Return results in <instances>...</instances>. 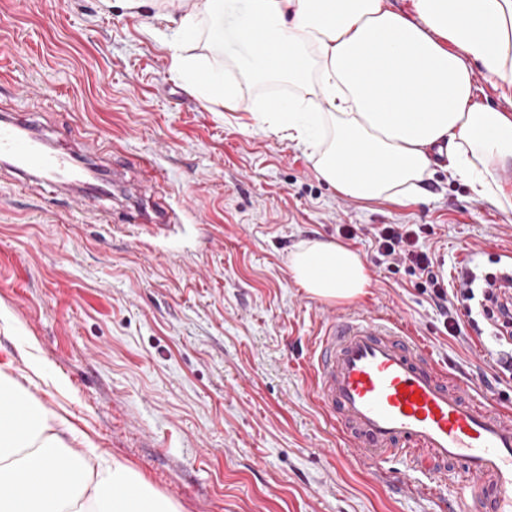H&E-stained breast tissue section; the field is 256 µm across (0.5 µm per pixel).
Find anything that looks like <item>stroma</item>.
<instances>
[{
    "label": "stroma",
    "mask_w": 512,
    "mask_h": 512,
    "mask_svg": "<svg viewBox=\"0 0 512 512\" xmlns=\"http://www.w3.org/2000/svg\"><path fill=\"white\" fill-rule=\"evenodd\" d=\"M156 10L122 0H0V109L27 116L55 148L84 154L85 135L117 146L121 179L102 208L148 221L179 199L184 229L153 249L133 225L109 231L73 194L19 186L0 166V369L43 363L31 396L135 469L181 512H447L454 486L430 492L377 473L330 422L308 358L341 306L301 288L291 252L314 239L358 251L370 285L360 304L402 317L440 365L478 376L512 409V374L485 320L446 334L430 297L381 263L379 224H427L422 246L443 274L476 287L512 266V213L472 199L436 169L421 201L343 196L308 153L254 125L263 91L212 104L170 71ZM200 35L195 53L243 63L233 34ZM164 173L151 189L145 162Z\"/></svg>",
    "instance_id": "stroma-1"
}]
</instances>
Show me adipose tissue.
Here are the masks:
<instances>
[{
  "mask_svg": "<svg viewBox=\"0 0 512 512\" xmlns=\"http://www.w3.org/2000/svg\"><path fill=\"white\" fill-rule=\"evenodd\" d=\"M175 3L156 13L173 72L231 104L239 86L216 78L221 61L185 52L202 19L221 32L223 9L200 0L180 16ZM238 31L252 49L249 82L293 89L255 109V125L303 147L338 193L403 204L444 159L475 201L512 211L497 178L512 167V114L478 101L471 70L480 63L512 90V0H413L409 15L388 0H247ZM289 271L327 302L369 285L361 255L331 240L298 245ZM79 435L0 372V512H179L126 464L75 452Z\"/></svg>",
  "mask_w": 512,
  "mask_h": 512,
  "instance_id": "adipose-tissue-1",
  "label": "adipose tissue"
}]
</instances>
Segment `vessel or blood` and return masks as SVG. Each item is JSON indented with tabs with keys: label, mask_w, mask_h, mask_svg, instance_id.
Masks as SVG:
<instances>
[{
	"label": "vessel or blood",
	"mask_w": 512,
	"mask_h": 512,
	"mask_svg": "<svg viewBox=\"0 0 512 512\" xmlns=\"http://www.w3.org/2000/svg\"><path fill=\"white\" fill-rule=\"evenodd\" d=\"M35 124L0 115V163L29 180L72 187L87 172L107 196L115 170L51 151ZM324 411L380 468L400 460L405 477L438 476L461 492L452 512H512V412L480 379H447L401 318L356 308L332 319L308 360Z\"/></svg>",
	"instance_id": "vessel-or-blood-1"
}]
</instances>
